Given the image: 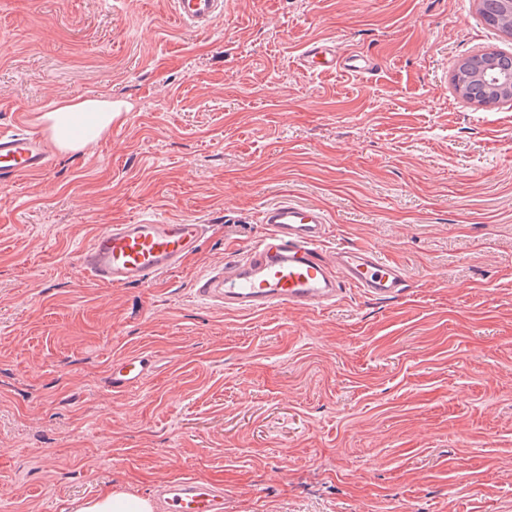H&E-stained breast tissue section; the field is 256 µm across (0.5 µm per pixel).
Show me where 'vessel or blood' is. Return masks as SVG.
<instances>
[{"label":"vessel or blood","instance_id":"vessel-or-blood-1","mask_svg":"<svg viewBox=\"0 0 512 512\" xmlns=\"http://www.w3.org/2000/svg\"><path fill=\"white\" fill-rule=\"evenodd\" d=\"M183 27L204 33L224 15V0H173ZM309 73L338 68L357 75L371 73L376 63L362 55L338 54L334 44L310 42L299 57ZM51 158L43 139L18 130L0 136V183L42 173ZM260 221L267 233L234 261L212 268L193 282L197 300L228 312L257 313L288 307L317 311L339 300L344 287L372 299H393L406 292L404 272L372 249L352 245L323 247L328 219L315 205L283 200L266 206ZM206 227L193 222L168 224L146 218L135 224H109L95 232L80 254L83 274L107 286L148 285L178 269L196 252ZM155 363L146 354L113 357L109 379L113 390L143 387ZM159 512H224V487L194 476H181L151 490Z\"/></svg>","mask_w":512,"mask_h":512}]
</instances>
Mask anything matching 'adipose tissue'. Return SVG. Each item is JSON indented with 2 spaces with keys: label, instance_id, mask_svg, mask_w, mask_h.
Returning a JSON list of instances; mask_svg holds the SVG:
<instances>
[{
  "label": "adipose tissue",
  "instance_id": "ef3b65f1",
  "mask_svg": "<svg viewBox=\"0 0 512 512\" xmlns=\"http://www.w3.org/2000/svg\"><path fill=\"white\" fill-rule=\"evenodd\" d=\"M120 116L111 97H76L62 101L43 119L51 130L53 144L67 153L99 138ZM76 512H152V506L147 498L108 487L80 504Z\"/></svg>",
  "mask_w": 512,
  "mask_h": 512
}]
</instances>
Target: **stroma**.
<instances>
[{"instance_id":"1","label":"stroma","mask_w":512,"mask_h":512,"mask_svg":"<svg viewBox=\"0 0 512 512\" xmlns=\"http://www.w3.org/2000/svg\"><path fill=\"white\" fill-rule=\"evenodd\" d=\"M480 0H227L205 33L172 0H0V132L61 101L129 112L0 188V512H72L108 486L185 474L225 512H512V100L454 90L457 63L512 52ZM316 40L373 55L314 76ZM322 207L330 248L398 263L399 298L226 313L194 279ZM208 224L147 286L89 281L98 228ZM157 369L112 390L109 361Z\"/></svg>"}]
</instances>
